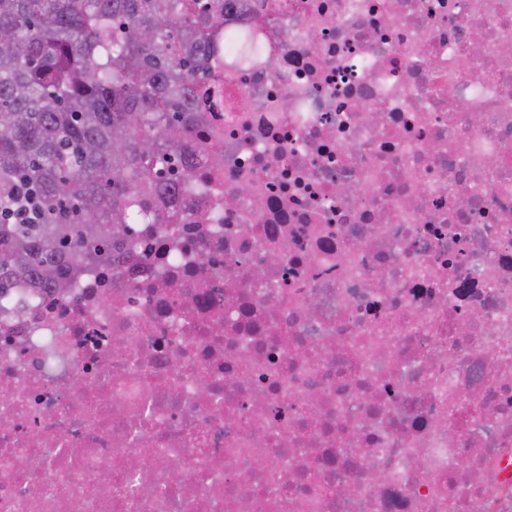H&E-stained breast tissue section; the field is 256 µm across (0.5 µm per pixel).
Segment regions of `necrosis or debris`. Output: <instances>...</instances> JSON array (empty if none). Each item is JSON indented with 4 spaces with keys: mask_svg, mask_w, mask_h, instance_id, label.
Returning a JSON list of instances; mask_svg holds the SVG:
<instances>
[{
    "mask_svg": "<svg viewBox=\"0 0 512 512\" xmlns=\"http://www.w3.org/2000/svg\"><path fill=\"white\" fill-rule=\"evenodd\" d=\"M246 4L177 221L0 292V512H512V0Z\"/></svg>",
    "mask_w": 512,
    "mask_h": 512,
    "instance_id": "necrosis-or-debris-1",
    "label": "necrosis or debris"
}]
</instances>
